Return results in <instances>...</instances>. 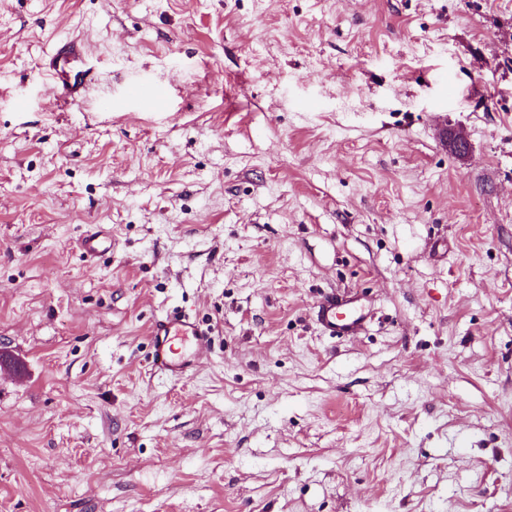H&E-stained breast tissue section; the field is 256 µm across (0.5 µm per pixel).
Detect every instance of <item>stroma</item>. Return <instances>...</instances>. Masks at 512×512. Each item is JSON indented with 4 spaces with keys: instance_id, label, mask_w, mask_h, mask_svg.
Here are the masks:
<instances>
[{
    "instance_id": "35a3bbf8",
    "label": "stroma",
    "mask_w": 512,
    "mask_h": 512,
    "mask_svg": "<svg viewBox=\"0 0 512 512\" xmlns=\"http://www.w3.org/2000/svg\"><path fill=\"white\" fill-rule=\"evenodd\" d=\"M0 349V512H512V0H0ZM84 49L77 41L59 43L48 55L45 74L51 90L73 101L82 100L91 84V71L83 62ZM126 95L132 100H150L158 111H166L168 97L164 89L152 81L134 80L126 84ZM316 308L317 321L329 336H353L363 328L368 317L362 298L351 292L329 293ZM149 363L154 372L166 378L180 380L195 369L197 355L208 348V333L189 315L173 311L151 325ZM186 340L191 345L189 354L177 352L174 342Z\"/></svg>"
}]
</instances>
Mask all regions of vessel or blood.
<instances>
[{
  "instance_id": "b4317fda",
  "label": "vessel or blood",
  "mask_w": 512,
  "mask_h": 512,
  "mask_svg": "<svg viewBox=\"0 0 512 512\" xmlns=\"http://www.w3.org/2000/svg\"><path fill=\"white\" fill-rule=\"evenodd\" d=\"M83 55L84 49L76 41L55 46L45 67L54 93L73 101L84 98L92 76ZM125 91L130 99L150 100L158 111L168 108V97L155 82L134 80L127 83ZM316 317L328 335L351 336L363 328L368 314L361 297L350 292H332L318 302ZM150 336V366L154 372L172 380L188 377L196 367L198 353L209 345L207 332L196 320L179 311L157 319L151 326Z\"/></svg>"
}]
</instances>
